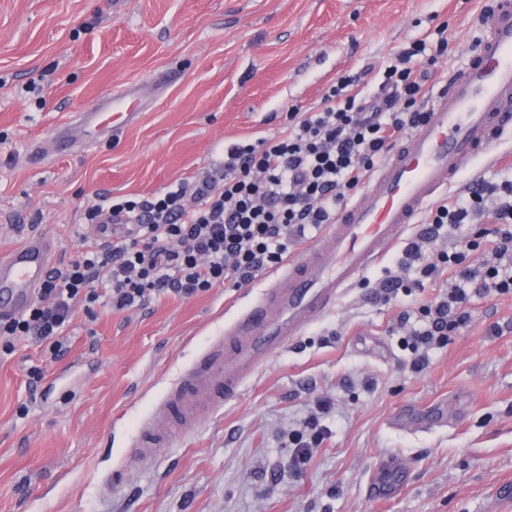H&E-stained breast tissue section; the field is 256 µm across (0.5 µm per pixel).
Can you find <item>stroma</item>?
Returning a JSON list of instances; mask_svg holds the SVG:
<instances>
[{
  "label": "stroma",
  "instance_id": "1",
  "mask_svg": "<svg viewBox=\"0 0 512 512\" xmlns=\"http://www.w3.org/2000/svg\"><path fill=\"white\" fill-rule=\"evenodd\" d=\"M496 2L0 0V252L39 230L70 261L99 236L85 215L95 195L146 198L193 178L217 147L277 135L289 108L320 105L340 76L444 22L437 91ZM118 89L142 99L118 136L28 155ZM401 250L149 459L130 447L137 425L263 277L93 322L76 313L53 362L18 338L0 358V512H512V296L471 297L467 327L414 372L400 318L448 284L376 297ZM37 363L34 397L24 370ZM316 413L330 434L294 467L289 439ZM387 454L405 485L374 502L367 478Z\"/></svg>",
  "mask_w": 512,
  "mask_h": 512
}]
</instances>
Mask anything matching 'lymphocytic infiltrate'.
Instances as JSON below:
<instances>
[{
  "instance_id": "f902f5d3",
  "label": "lymphocytic infiltrate",
  "mask_w": 512,
  "mask_h": 512,
  "mask_svg": "<svg viewBox=\"0 0 512 512\" xmlns=\"http://www.w3.org/2000/svg\"><path fill=\"white\" fill-rule=\"evenodd\" d=\"M447 52V37L433 44L419 39L393 53L375 87L362 71L341 76L320 106L289 109L275 138L225 146L222 174L149 198H97L86 210L88 220L123 225V232L53 268L37 303L0 319V355H13L16 338L25 336L56 360L67 351L65 331L76 311L94 320L103 310L187 299L227 283L241 286L282 263L291 248L334 223L368 173L425 121L426 84ZM478 223L494 262L471 264L475 241L427 250L442 229ZM398 265L416 272L417 288L444 274L450 278L445 293L420 307L416 326L402 340L413 369L421 371L428 349L446 345L469 322L472 292L512 295V177L475 179L465 194L431 209Z\"/></svg>"
}]
</instances>
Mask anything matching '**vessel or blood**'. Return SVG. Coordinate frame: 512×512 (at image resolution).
Instances as JSON below:
<instances>
[{"instance_id":"vessel-or-blood-1","label":"vessel or blood","mask_w":512,"mask_h":512,"mask_svg":"<svg viewBox=\"0 0 512 512\" xmlns=\"http://www.w3.org/2000/svg\"><path fill=\"white\" fill-rule=\"evenodd\" d=\"M484 38L470 63L445 83L429 105V118L397 145L369 177L358 197L315 243L289 259L260 297L213 339L187 368L150 421L131 441L137 453L166 447L172 428L190 429L202 413H215L308 324L327 311L361 273L415 223L428 203L452 187L463 164L496 155L512 136V0H498L482 19ZM133 91L106 97V111L79 113L72 143L87 146L131 120ZM56 240L33 232L0 253V316L25 311L51 270ZM404 481L399 459L383 456L367 487L383 501Z\"/></svg>"}]
</instances>
